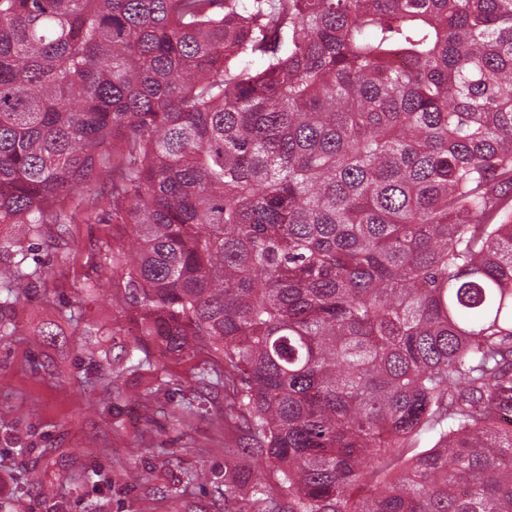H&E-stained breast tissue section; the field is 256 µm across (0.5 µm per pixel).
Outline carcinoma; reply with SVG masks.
<instances>
[{"label": "carcinoma", "instance_id": "1", "mask_svg": "<svg viewBox=\"0 0 512 512\" xmlns=\"http://www.w3.org/2000/svg\"><path fill=\"white\" fill-rule=\"evenodd\" d=\"M97 168L138 335L221 359L224 512H512V0H0V328Z\"/></svg>", "mask_w": 512, "mask_h": 512}]
</instances>
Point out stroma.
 <instances>
[{"label":"stroma","mask_w":512,"mask_h":512,"mask_svg":"<svg viewBox=\"0 0 512 512\" xmlns=\"http://www.w3.org/2000/svg\"><path fill=\"white\" fill-rule=\"evenodd\" d=\"M134 228L97 209L75 223L47 226L29 244L47 270L48 285L17 304L0 332V502L11 512H216L225 466L224 391L198 385L208 351L171 353L143 338L151 361L170 382L156 397L133 401L126 391L138 374L113 375L107 356L136 340L141 309L112 287V267L100 251ZM103 282L90 292L87 280ZM200 413L178 411L181 400ZM39 467L51 500L27 482ZM101 477L87 486L85 472Z\"/></svg>","instance_id":"obj_1"}]
</instances>
